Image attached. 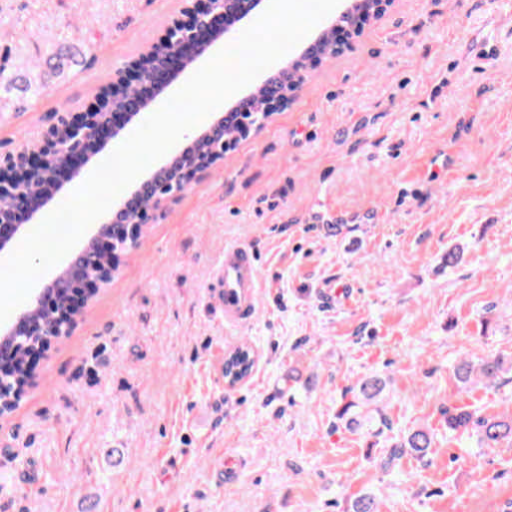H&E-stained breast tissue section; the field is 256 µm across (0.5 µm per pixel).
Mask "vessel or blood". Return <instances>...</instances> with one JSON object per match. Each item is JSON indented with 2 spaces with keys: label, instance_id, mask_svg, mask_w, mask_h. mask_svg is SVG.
<instances>
[{
  "label": "vessel or blood",
  "instance_id": "1",
  "mask_svg": "<svg viewBox=\"0 0 512 512\" xmlns=\"http://www.w3.org/2000/svg\"><path fill=\"white\" fill-rule=\"evenodd\" d=\"M219 301L228 318L239 319L250 314L254 307V293L258 273L253 254L242 247L224 251V263L217 274Z\"/></svg>",
  "mask_w": 512,
  "mask_h": 512
}]
</instances>
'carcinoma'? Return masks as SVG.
<instances>
[{
  "mask_svg": "<svg viewBox=\"0 0 512 512\" xmlns=\"http://www.w3.org/2000/svg\"><path fill=\"white\" fill-rule=\"evenodd\" d=\"M68 312L67 296L61 295L50 307L41 308L36 319L52 323L57 317ZM29 348L19 347L7 365L0 367V374L22 379L24 365ZM512 371V361H506L500 355H488L476 362L463 361L455 370L457 380L464 386L476 381L493 386L503 379L504 374ZM389 378L378 372H370L360 378L350 389L353 399L346 402L338 412L336 419L342 426L366 436L378 437L384 430L392 429L389 419L382 412V397ZM448 428L467 429L472 423L477 426L478 443L482 448H499L507 443L512 445V417H490L474 419V413L458 407H448L443 411ZM435 447V435L426 427L411 428L399 437L393 438L389 445L385 466L405 454L420 460L426 459L431 448ZM350 512H377V502L373 495L364 494L352 501Z\"/></svg>",
  "mask_w": 512,
  "mask_h": 512,
  "instance_id": "carcinoma-1",
  "label": "carcinoma"
}]
</instances>
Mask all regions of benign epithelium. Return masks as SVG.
Wrapping results in <instances>:
<instances>
[{"label": "benign epithelium", "instance_id": "benign-epithelium-1", "mask_svg": "<svg viewBox=\"0 0 512 512\" xmlns=\"http://www.w3.org/2000/svg\"><path fill=\"white\" fill-rule=\"evenodd\" d=\"M182 17L175 18L163 38L151 44L137 58L116 69L112 74V92L102 88L92 106L77 116L66 115L40 138L27 142L15 153L0 158V195L8 196L7 205L0 206V249L6 246L24 225L35 220L63 187L64 179L74 180L81 174V160L90 159L89 145L96 147L107 142L106 136L117 135L135 116L132 105L161 87L183 71L189 64L181 49L195 48V58L202 57L222 36L230 38L233 30L216 27L221 17L239 18L248 15L257 0H184ZM392 0H350L339 18L350 23L352 29L360 27L362 20L385 14ZM340 51L336 39L328 34L314 54H304L281 71L274 90L266 96L252 92L245 101L240 121L230 136L224 134L220 122L210 132L200 133L175 158L174 164L161 168L148 182L149 191L143 195L140 206L124 209L119 224L107 223L99 227L82 248L75 262L55 276L52 283L40 292L32 303L17 316V324L0 334V364L16 349L19 339L28 336L44 337V345L68 335L80 303L112 280L119 256L137 247L142 225L179 197L199 180L210 168L224 160V154L242 140L256 136L274 113L288 108L294 93L308 78L310 70L323 58ZM69 132L62 138L59 130ZM209 143L206 155L198 150L200 142ZM41 175L55 184L54 193L42 197L38 203L29 201L31 186ZM67 291L70 314L68 320L46 324L31 320L30 313L40 306L52 304L57 293Z\"/></svg>", "mask_w": 512, "mask_h": 512}]
</instances>
